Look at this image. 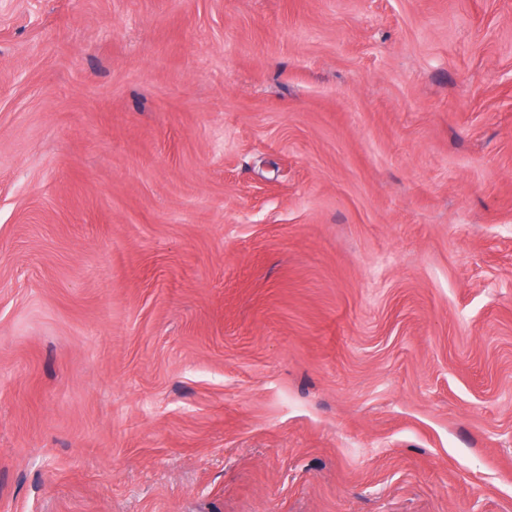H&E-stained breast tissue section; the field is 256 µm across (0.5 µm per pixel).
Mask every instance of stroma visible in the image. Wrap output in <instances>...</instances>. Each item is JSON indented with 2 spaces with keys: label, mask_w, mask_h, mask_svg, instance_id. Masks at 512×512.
<instances>
[{
  "label": "stroma",
  "mask_w": 512,
  "mask_h": 512,
  "mask_svg": "<svg viewBox=\"0 0 512 512\" xmlns=\"http://www.w3.org/2000/svg\"><path fill=\"white\" fill-rule=\"evenodd\" d=\"M0 512H512V0H0Z\"/></svg>",
  "instance_id": "obj_1"
}]
</instances>
